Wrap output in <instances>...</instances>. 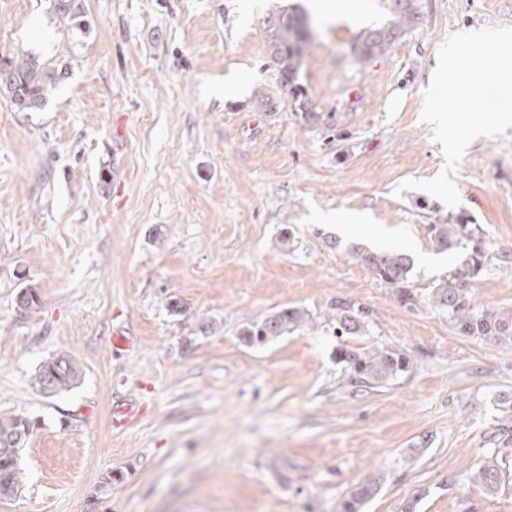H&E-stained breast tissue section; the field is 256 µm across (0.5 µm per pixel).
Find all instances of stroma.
Instances as JSON below:
<instances>
[{
  "instance_id": "1",
  "label": "stroma",
  "mask_w": 512,
  "mask_h": 512,
  "mask_svg": "<svg viewBox=\"0 0 512 512\" xmlns=\"http://www.w3.org/2000/svg\"><path fill=\"white\" fill-rule=\"evenodd\" d=\"M309 2L81 0L71 22L54 0H0V59L67 67L40 111L0 93V413L34 424L0 512H342L377 471L363 512H512L497 401L512 346L460 335L432 306L459 254L426 230L479 225L491 252L475 305L512 313V127L467 148L458 206L394 194L443 166L420 120L440 46L512 26V0H414V22L363 60L352 49L390 24V0H362L360 26ZM294 9L314 40L291 88L262 22ZM231 75L246 89L228 98ZM336 212L365 222L337 234L321 221ZM382 230L413 262L409 297L352 257ZM26 291L37 304L21 306ZM339 298L369 309L363 335H333ZM284 307L315 329L243 344ZM342 343L404 350L411 368L353 385ZM59 354L83 377L41 392L37 370ZM127 398L142 415L115 427ZM487 461L499 490L463 485ZM381 473H372L361 480L342 503L343 512H361V509L381 488Z\"/></svg>"
}]
</instances>
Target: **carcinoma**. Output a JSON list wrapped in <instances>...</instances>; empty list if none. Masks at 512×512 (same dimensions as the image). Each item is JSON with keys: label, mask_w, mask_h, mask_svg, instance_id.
Listing matches in <instances>:
<instances>
[{"label": "carcinoma", "mask_w": 512, "mask_h": 512, "mask_svg": "<svg viewBox=\"0 0 512 512\" xmlns=\"http://www.w3.org/2000/svg\"><path fill=\"white\" fill-rule=\"evenodd\" d=\"M395 21L391 26L375 30L353 47L354 55L364 59L382 52L410 24L415 15L411 0H391ZM77 0H56L58 14L74 20L79 17ZM267 50L278 65L284 84L292 85L302 68L311 32L306 20L295 12H279L265 21ZM65 67L52 66L34 55L17 60H0V91L7 92L18 112H37L45 105L56 85L64 77ZM428 240L437 251L464 250L462 263L450 270L432 288V305L448 314V322L465 336H490L499 342H512V314L479 311L474 304L473 281L489 263V248L475 239V228L469 224H429ZM355 261L371 277L381 283L401 288L409 284L412 260L400 250H367L353 246ZM333 333L337 337L360 336L367 328L368 311L346 300L338 299ZM312 319L306 310L283 308L244 329L240 338L249 346L265 345L292 332L309 328ZM336 359L349 369L351 380L364 386H380L408 371L411 359L398 349L388 347L336 348ZM82 369L71 359L59 356L39 369L37 383L43 391L53 393L72 387L81 377ZM31 422L22 415L0 413V499L16 496L22 486L23 472L17 459L8 450L18 453L30 433ZM381 473H372L361 480L342 503V512L361 509L381 488ZM498 468L482 464L464 477V483L480 485L488 492L499 488Z\"/></svg>", "instance_id": "obj_1"}]
</instances>
